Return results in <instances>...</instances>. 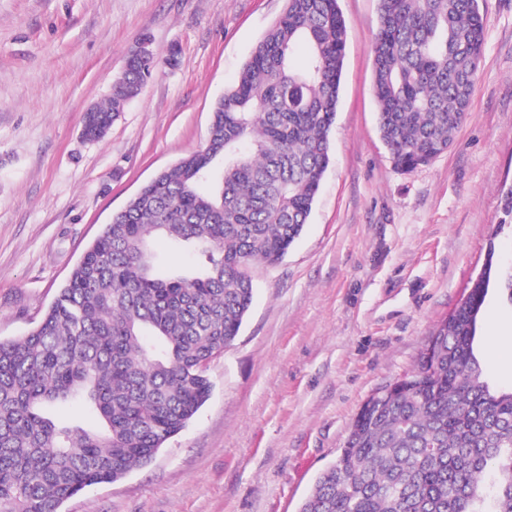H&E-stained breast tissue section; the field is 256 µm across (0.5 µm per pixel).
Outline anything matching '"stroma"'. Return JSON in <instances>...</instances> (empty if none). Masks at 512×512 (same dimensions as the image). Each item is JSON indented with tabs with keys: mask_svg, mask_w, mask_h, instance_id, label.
Segmentation results:
<instances>
[{
	"mask_svg": "<svg viewBox=\"0 0 512 512\" xmlns=\"http://www.w3.org/2000/svg\"><path fill=\"white\" fill-rule=\"evenodd\" d=\"M346 46L331 162L300 238L254 264L212 390L146 466L86 488L62 512H298L377 391L412 374L487 261L512 263V0L487 18L469 109L448 152L405 172L378 127L371 43L379 0H338ZM284 0H0V340L34 328L113 214L202 148ZM161 62L99 140L128 50ZM179 50L176 65L164 58ZM474 347L512 387V306L490 289Z\"/></svg>",
	"mask_w": 512,
	"mask_h": 512,
	"instance_id": "stroma-1",
	"label": "stroma"
}]
</instances>
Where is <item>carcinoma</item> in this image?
Listing matches in <instances>:
<instances>
[{
	"label": "carcinoma",
	"instance_id": "cac0c4a2",
	"mask_svg": "<svg viewBox=\"0 0 512 512\" xmlns=\"http://www.w3.org/2000/svg\"><path fill=\"white\" fill-rule=\"evenodd\" d=\"M285 2L215 104L206 145L112 215L32 331L0 341V512H60L150 463L206 402L204 367L252 304L249 265L278 262L300 236L330 164L346 21L338 0ZM485 31L478 0H380L373 92L398 169L451 146ZM156 65L128 51L87 137ZM160 241L203 266L162 263ZM492 265L432 336L430 361L364 403L299 512H512V390L490 386L474 351L491 285L512 304V265ZM65 401L99 427L46 416Z\"/></svg>",
	"mask_w": 512,
	"mask_h": 512
}]
</instances>
